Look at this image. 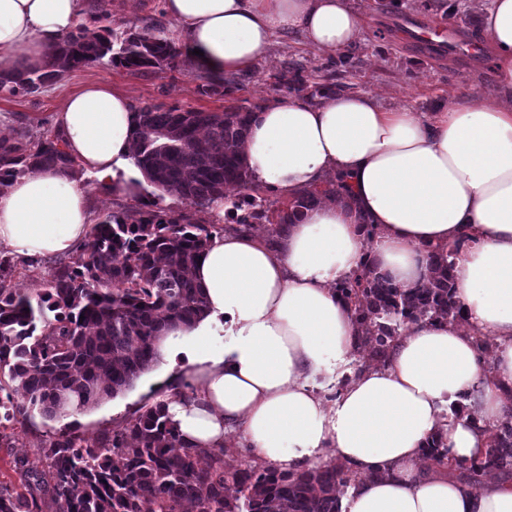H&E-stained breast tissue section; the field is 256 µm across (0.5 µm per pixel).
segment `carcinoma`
<instances>
[{
    "label": "carcinoma",
    "instance_id": "carcinoma-1",
    "mask_svg": "<svg viewBox=\"0 0 512 512\" xmlns=\"http://www.w3.org/2000/svg\"><path fill=\"white\" fill-rule=\"evenodd\" d=\"M181 55L176 43L145 25L137 31L105 28L89 36L79 26L51 51L41 68L0 73V92H39L77 68L104 57L130 71L162 70ZM355 63L336 58L335 88L313 83L328 97L352 92L346 80ZM133 160L154 188L175 193L186 208L161 206L162 196L114 213L90 228L78 256L54 269L43 290L12 283L16 264L0 255V443H7L18 418L38 413L56 419L94 407L131 389L160 361L165 335L188 325L205 303L191 269L210 239L226 230L249 232L268 226L279 237L322 200L346 196L337 176L293 199L269 198L253 180L241 147L251 110L234 107L205 112L192 107L145 104L134 107ZM76 172L58 131L31 148L0 140V191L41 167ZM224 204V225L203 215ZM427 282L404 291L371 271L337 286L353 306L362 347L383 362L400 328L426 318L455 320L460 307L452 279L453 251L435 256ZM39 470L14 462L20 486L0 484V512H341L352 477L325 463L301 473L251 465L231 469L224 453L186 445L169 421L166 404L136 412L122 426L87 438L66 427L40 451ZM426 467L481 479L512 472V420L489 430L487 448L457 459L443 440L424 455Z\"/></svg>",
    "mask_w": 512,
    "mask_h": 512
}]
</instances>
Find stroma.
Returning a JSON list of instances; mask_svg holds the SVG:
<instances>
[{
	"mask_svg": "<svg viewBox=\"0 0 512 512\" xmlns=\"http://www.w3.org/2000/svg\"><path fill=\"white\" fill-rule=\"evenodd\" d=\"M86 23L100 21L116 30L141 28L143 21L153 20L172 40H179L175 21L164 12L161 0H88ZM367 17L359 43L350 51L356 62L354 82L372 94L383 106L405 104L418 112H432L446 105L449 97L468 95L479 103L497 101L494 72L485 61L459 60L449 67L447 59L425 54L399 35H385L388 27H396L398 19L409 16L407 8L378 12L375 0H358ZM305 69L332 68L334 56L305 44L298 34L281 31L275 34L268 56L253 69L225 75L223 95L202 94L210 84L209 75L196 70L187 56H180L171 67L154 72H133L112 66L109 59L70 72L62 80L45 87L35 95L12 96L0 93V139L25 134L29 143H37L49 130H56V116L66 99L90 82H103L126 94L133 105L144 104L191 106L207 112H221L228 107L256 108L281 98L275 89L276 76L287 71L291 62ZM75 177L87 183L93 221L99 222L112 213L137 206L139 195L147 194L149 184H141L138 196L121 197L111 186L88 181L84 169ZM170 368L161 360L144 373L135 386L123 394L104 400L83 410L81 421L69 418L48 419L33 414L25 424L16 425L9 447H0V482L13 483L17 475L12 461L17 457L36 460L41 446L64 426L86 436L121 426L140 407L155 404L170 394L167 386H158L157 379Z\"/></svg>",
	"mask_w": 512,
	"mask_h": 512,
	"instance_id": "1",
	"label": "stroma"
}]
</instances>
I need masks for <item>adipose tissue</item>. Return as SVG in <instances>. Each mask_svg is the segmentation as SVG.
<instances>
[{
  "label": "adipose tissue",
  "mask_w": 512,
  "mask_h": 512,
  "mask_svg": "<svg viewBox=\"0 0 512 512\" xmlns=\"http://www.w3.org/2000/svg\"><path fill=\"white\" fill-rule=\"evenodd\" d=\"M163 2L195 67L216 78L264 60L278 31L334 55L364 25L352 0ZM83 15L84 0H0V72L21 56L40 64ZM480 32L498 102L460 96L415 112L350 93L318 106L288 96L253 113L242 149L260 183L290 197L344 174L353 200L317 205L274 246L255 234L213 238L192 271L205 312L161 344L190 385L167 405L185 444L219 448L237 431L256 461L283 471L340 463L357 476L342 512H512V480L471 483L423 466L437 430L470 458L490 426L512 418V0H491ZM57 122L99 182L135 193L143 176L125 94L88 84ZM89 222L69 171L43 167L0 191V245L20 254L72 253ZM448 246L463 322L410 323L385 363L352 372L361 340L337 283L365 264L416 288L432 250ZM484 334L497 343L488 364Z\"/></svg>",
  "instance_id": "1"
}]
</instances>
